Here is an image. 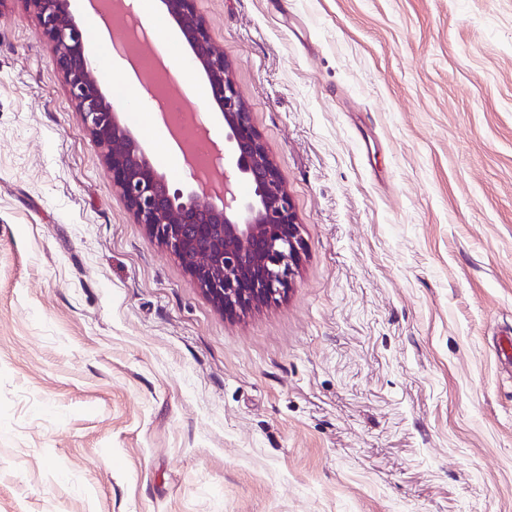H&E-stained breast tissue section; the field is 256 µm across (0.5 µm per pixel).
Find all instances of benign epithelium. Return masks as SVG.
<instances>
[{
    "mask_svg": "<svg viewBox=\"0 0 512 512\" xmlns=\"http://www.w3.org/2000/svg\"><path fill=\"white\" fill-rule=\"evenodd\" d=\"M52 45L74 111L102 149L112 183L135 223L174 256L190 261L195 284L226 313L266 303L290 284L305 243L277 165L251 122L224 52L216 48L195 0H161L205 75L224 122V184L202 201L199 183L170 186L102 93L71 0H24Z\"/></svg>",
    "mask_w": 512,
    "mask_h": 512,
    "instance_id": "1",
    "label": "benign epithelium"
}]
</instances>
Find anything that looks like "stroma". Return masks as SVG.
Returning a JSON list of instances; mask_svg holds the SVG:
<instances>
[{
	"instance_id": "35a3bbf8",
	"label": "stroma",
	"mask_w": 512,
	"mask_h": 512,
	"mask_svg": "<svg viewBox=\"0 0 512 512\" xmlns=\"http://www.w3.org/2000/svg\"><path fill=\"white\" fill-rule=\"evenodd\" d=\"M195 7L306 250L218 311L0 0V512H512V0Z\"/></svg>"
}]
</instances>
